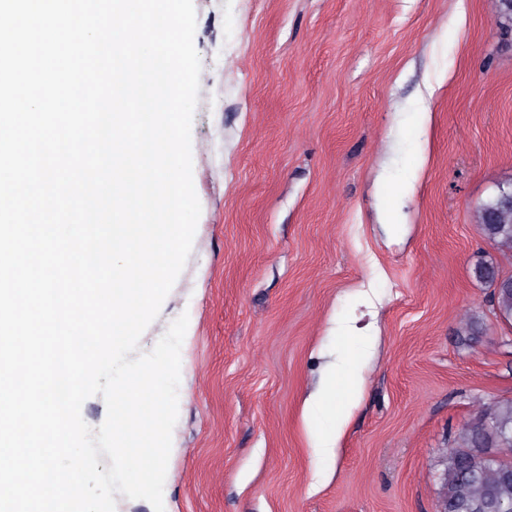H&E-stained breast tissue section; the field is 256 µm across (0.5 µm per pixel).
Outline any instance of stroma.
Wrapping results in <instances>:
<instances>
[{
    "label": "stroma",
    "mask_w": 512,
    "mask_h": 512,
    "mask_svg": "<svg viewBox=\"0 0 512 512\" xmlns=\"http://www.w3.org/2000/svg\"><path fill=\"white\" fill-rule=\"evenodd\" d=\"M192 251L165 512H436L443 454L512 400V276L475 211L512 183V31L487 0H193ZM368 325L342 336L341 324ZM365 359L338 439L306 428ZM361 371L360 359L357 357L348 358L336 387V368L334 367L330 370L329 384L322 387L310 400L312 409L307 410L306 413V424L310 432H313L318 425L316 420L310 415L312 412L317 414H333L338 422L341 421V413L336 409L335 405L336 390L344 397L355 399L363 382Z\"/></svg>",
    "instance_id": "obj_1"
}]
</instances>
